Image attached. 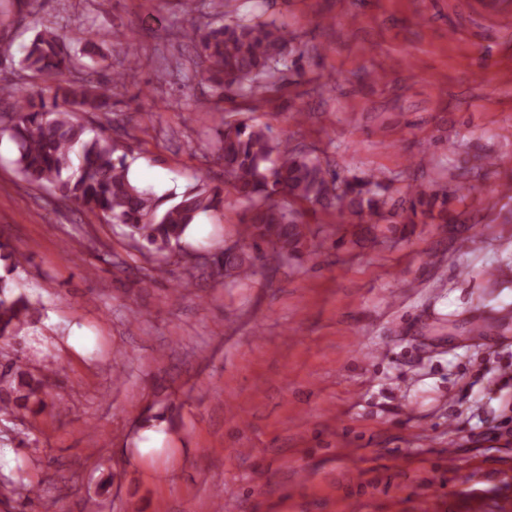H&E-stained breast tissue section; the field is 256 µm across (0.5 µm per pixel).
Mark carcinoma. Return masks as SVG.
Listing matches in <instances>:
<instances>
[{
    "label": "carcinoma",
    "mask_w": 512,
    "mask_h": 512,
    "mask_svg": "<svg viewBox=\"0 0 512 512\" xmlns=\"http://www.w3.org/2000/svg\"><path fill=\"white\" fill-rule=\"evenodd\" d=\"M199 42L208 80L219 91L236 87L244 98L273 90L279 81L278 64L288 56L290 39L284 27L259 18L226 22L185 32ZM104 40L121 42L116 32L92 28L74 41L52 28L39 31L23 47L22 69L33 80L61 78L54 86L35 85L26 93L12 84L0 85V135L17 145V172L37 189L52 191L58 200L72 203L106 224H121L138 250L166 255L182 248L191 224L202 213L223 206L218 189L192 187L171 205L167 197L141 187L128 176L127 156H115L117 143L112 129L125 125L112 119V89L101 88L83 77L87 61L105 60L98 53ZM218 159L224 162V184L250 205L251 216L243 225V244L224 256L216 266L218 277H249L255 259L264 248L274 254L295 251L306 237L305 212H330L339 222L348 216L370 218L388 211L414 223L417 208L432 211L438 194L416 187L408 208L385 195L383 182L375 175L341 179L322 162L298 150L286 140L273 139L268 127L244 120L222 119ZM12 271L27 262L19 252L6 250L0 242V260ZM11 278L0 276V339L19 335L39 314L30 296L16 291ZM49 372L24 379L15 372L24 394L12 397L14 389L0 393V413H11L33 402L44 405Z\"/></svg>",
    "instance_id": "1"
}]
</instances>
